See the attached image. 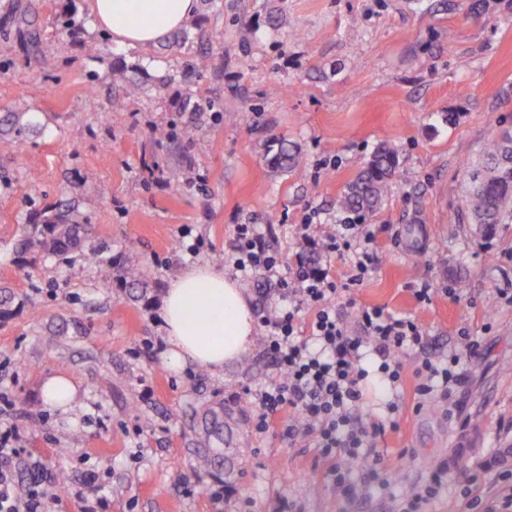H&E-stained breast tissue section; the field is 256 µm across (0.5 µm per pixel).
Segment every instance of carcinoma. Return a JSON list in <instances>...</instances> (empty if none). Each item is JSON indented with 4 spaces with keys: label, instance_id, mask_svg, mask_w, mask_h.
I'll return each mask as SVG.
<instances>
[{
    "label": "carcinoma",
    "instance_id": "carcinoma-1",
    "mask_svg": "<svg viewBox=\"0 0 512 512\" xmlns=\"http://www.w3.org/2000/svg\"><path fill=\"white\" fill-rule=\"evenodd\" d=\"M35 123L27 112H9L0 118V135L17 137L32 130ZM301 162L297 147L282 140L277 152L269 159L276 171H292ZM398 157L392 146L379 144L369 159L359 168L338 200L339 208L357 216L372 214L385 201L396 175ZM464 221L484 224L489 234H496L502 224H512V129L505 128L487 141L479 155L466 166L464 180ZM83 224L74 208L54 210L39 215V222L31 225L32 237L22 243L24 248L41 247L58 257H66L78 249V233ZM84 259L98 271L102 288H112V258L93 245L83 252ZM125 283L133 289L146 285L145 272L139 265L125 271Z\"/></svg>",
    "mask_w": 512,
    "mask_h": 512
}]
</instances>
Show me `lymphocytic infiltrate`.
<instances>
[{
	"label": "lymphocytic infiltrate",
	"instance_id": "lymphocytic-infiltrate-1",
	"mask_svg": "<svg viewBox=\"0 0 512 512\" xmlns=\"http://www.w3.org/2000/svg\"><path fill=\"white\" fill-rule=\"evenodd\" d=\"M352 222L333 225L325 231L321 246L325 252L347 255L349 283L364 278L374 263L370 235L355 236ZM226 262L246 275H260L278 286L285 307L275 316L263 318L269 332L263 352L278 371L277 380L256 389L253 428L269 431L275 418H282L285 433L299 440L316 436L323 457L334 459L332 469L337 487L350 496L355 492L348 479L347 461L363 462L368 478L385 480L382 459L375 449L386 433L384 420L362 417L364 382L368 372L362 366L366 353L379 360L381 382L397 388L402 380L405 358H413V374L419 404L450 401L460 376L458 366L479 347L469 334H461L459 352L447 361L413 357L424 343V332L415 319L393 314L379 307H364L357 314V330H350L336 307L338 288L327 275L299 267L295 280L283 277L281 260L261 242L255 225L239 224ZM316 310L308 339L298 335L296 315L302 306ZM20 437L14 426H0V512H40L44 504L42 487L45 466L29 460V483L18 492V482L10 463L20 452Z\"/></svg>",
	"mask_w": 512,
	"mask_h": 512
}]
</instances>
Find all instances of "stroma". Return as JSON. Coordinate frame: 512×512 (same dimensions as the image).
<instances>
[{"label": "stroma", "mask_w": 512, "mask_h": 512, "mask_svg": "<svg viewBox=\"0 0 512 512\" xmlns=\"http://www.w3.org/2000/svg\"><path fill=\"white\" fill-rule=\"evenodd\" d=\"M14 2L0 0V114L30 113L37 129L0 137V381L21 460L65 469L73 485L92 471L107 488L83 501L50 495L44 512H398L441 462L426 512H465L462 490L484 492L500 471L495 452L512 444V224L485 239L458 220L464 162L512 126V0H224L185 42L148 49L102 39L86 0H22L40 33L32 48L12 23ZM66 9L73 31L60 38ZM91 42L102 47L94 57ZM201 55L209 66L194 69ZM120 68L140 85L136 97L116 81ZM156 128L167 139L152 140ZM277 138L298 146L296 170L270 172ZM382 142L396 147L399 172L363 221L375 261L336 303L350 321L371 306L411 316L435 361L464 330L479 349L453 396L463 430L440 406L414 411L412 370L395 391L369 378L367 411L396 405L397 427L378 444L390 479L351 470L359 491L346 497L316 438L295 444L280 424L252 427L244 390L277 377L265 329L223 373L175 368L159 310L170 277L223 264L239 224L257 225L293 276L299 224L341 223L338 197ZM50 206L91 224L112 258L111 289L81 258L63 265L21 247ZM133 262L147 273L137 298L121 281ZM423 284L421 302L412 290ZM53 374L79 388L68 412L41 394ZM210 411L224 417V442L202 472ZM461 451L469 470L452 464Z\"/></svg>", "instance_id": "obj_1"}]
</instances>
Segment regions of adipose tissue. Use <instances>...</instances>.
<instances>
[{"instance_id":"adipose-tissue-1","label":"adipose tissue","mask_w":512,"mask_h":512,"mask_svg":"<svg viewBox=\"0 0 512 512\" xmlns=\"http://www.w3.org/2000/svg\"><path fill=\"white\" fill-rule=\"evenodd\" d=\"M95 28L121 47L167 42L193 18L198 0H87ZM171 365L189 362L222 372L245 351L254 330L252 306L223 269L206 263L172 278L160 310Z\"/></svg>"}]
</instances>
